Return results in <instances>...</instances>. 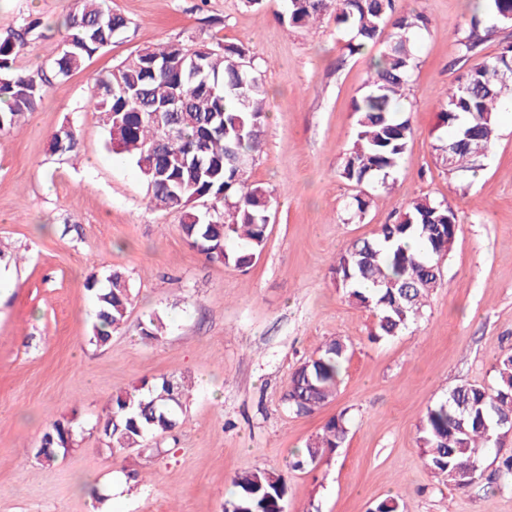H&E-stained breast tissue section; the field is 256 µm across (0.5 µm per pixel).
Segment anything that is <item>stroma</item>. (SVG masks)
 <instances>
[{
    "label": "stroma",
    "mask_w": 512,
    "mask_h": 512,
    "mask_svg": "<svg viewBox=\"0 0 512 512\" xmlns=\"http://www.w3.org/2000/svg\"><path fill=\"white\" fill-rule=\"evenodd\" d=\"M108 2L126 31L53 80L19 131L0 133V249L18 258L6 268L14 288L0 293V512H224L232 478L256 469L285 475V512H372L389 496L401 512H512L497 460L458 488L434 477L417 444L426 408L462 383L494 386L496 359L512 346V112L501 113L477 176L449 175L437 148L439 94L462 70L455 39L469 0H409L429 20L404 100L414 133L392 188L366 187L359 217L339 168L377 48L348 55L333 16L293 27L278 17L281 0ZM73 7L0 0V37L41 21L18 69L49 68ZM150 43L237 45L261 74L268 120L250 179L277 203L247 271L208 260L183 238L179 213L152 207L87 104L94 78ZM64 124L79 134L78 158L48 150ZM425 195L447 201L459 224L442 286L416 325L370 340L372 314L349 303L332 267L350 241ZM115 269L131 305L125 327L99 346L85 283ZM154 313L167 331L142 339ZM333 336L351 347L336 395L313 414L289 411L290 372ZM172 376L190 386L178 427L144 448L102 449L95 423L112 396ZM341 413L342 447L291 469L294 452ZM64 418L81 427L74 447L39 461L45 427ZM115 474L124 497L95 502L90 489Z\"/></svg>",
    "instance_id": "stroma-1"
}]
</instances>
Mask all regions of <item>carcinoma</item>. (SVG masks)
<instances>
[{
    "label": "carcinoma",
    "mask_w": 512,
    "mask_h": 512,
    "mask_svg": "<svg viewBox=\"0 0 512 512\" xmlns=\"http://www.w3.org/2000/svg\"><path fill=\"white\" fill-rule=\"evenodd\" d=\"M281 17L305 25L335 7L336 24L346 36L349 54L378 43L366 90L354 104L356 134L343 153L340 176L357 188L372 184L387 189L398 170L413 128L400 100L417 66L415 45L428 20L405 11L399 0H283ZM512 0H482L458 31L459 59L468 66L456 84L440 95L438 148L451 176L477 175L497 134L499 113L512 106V47L495 57H482V45L505 15ZM66 35L51 72L21 71L16 59L39 22L0 38V132L18 130L34 111L51 78L68 75L84 60L108 46L128 27L127 19L107 0H78L65 20ZM238 46L185 49L176 44L145 46L94 79L89 104L103 116L112 151L127 156L151 194L150 203L182 215L181 230L203 254L238 268L251 266L267 240L264 217L276 202L274 191L252 184L247 169L262 147L267 120L266 89L253 66L244 65ZM189 93L184 112H165L172 89ZM52 153L79 155V139L69 126L51 135ZM206 204L205 209L198 203ZM458 232L454 210L444 200L414 198L391 224H381L371 238L351 242L333 266L336 287L349 302L372 312L375 339L391 338L417 324L427 300L441 286L442 264ZM86 287L95 298L91 340L103 346L127 319L130 285L120 272L105 282L92 278ZM163 319L154 315L140 324L144 339L164 335ZM350 346L336 336L291 372L284 401L298 415L325 405L341 380ZM493 388L463 383L427 407L419 425L418 444L432 474L457 487L483 475L487 455L502 447L512 424V350L495 366ZM181 379L142 381L117 394L97 420L104 449L140 448L172 431L186 398ZM345 413L330 418L322 433L294 455L290 466L315 465L342 447L347 435ZM70 421L49 424L42 438L41 461L54 462L75 444ZM236 493L225 512H282L288 491L283 474L259 469L233 478Z\"/></svg>",
    "instance_id": "1"
}]
</instances>
